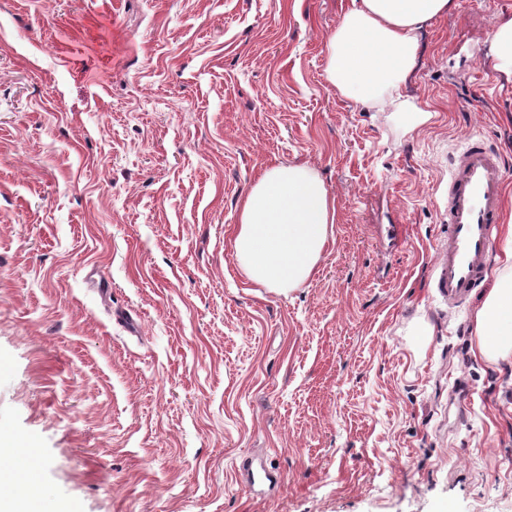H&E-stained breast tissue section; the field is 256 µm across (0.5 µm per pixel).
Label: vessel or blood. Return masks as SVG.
I'll use <instances>...</instances> for the list:
<instances>
[{
  "label": "vessel or blood",
  "instance_id": "vessel-or-blood-1",
  "mask_svg": "<svg viewBox=\"0 0 512 512\" xmlns=\"http://www.w3.org/2000/svg\"><path fill=\"white\" fill-rule=\"evenodd\" d=\"M504 163L489 143H468L448 179V244L435 259V286L449 305L484 281L503 208Z\"/></svg>",
  "mask_w": 512,
  "mask_h": 512
}]
</instances>
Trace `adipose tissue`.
Returning a JSON list of instances; mask_svg holds the SVG:
<instances>
[{"label": "adipose tissue", "instance_id": "adipose-tissue-1", "mask_svg": "<svg viewBox=\"0 0 512 512\" xmlns=\"http://www.w3.org/2000/svg\"><path fill=\"white\" fill-rule=\"evenodd\" d=\"M450 0H350L336 28L324 41L325 74L337 93L357 104L395 105L405 132L433 117L401 97L400 89L418 50L417 30L448 9ZM336 201L306 164L268 167L244 194L233 250L246 279L284 293L314 273L333 234ZM503 271L475 312V352L496 363L512 358V225L506 229ZM8 443L1 456L0 489L10 500L0 512H42L33 457L17 459Z\"/></svg>", "mask_w": 512, "mask_h": 512}]
</instances>
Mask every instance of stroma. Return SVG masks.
Listing matches in <instances>:
<instances>
[{
	"label": "stroma",
	"instance_id": "35a3bbf8",
	"mask_svg": "<svg viewBox=\"0 0 512 512\" xmlns=\"http://www.w3.org/2000/svg\"><path fill=\"white\" fill-rule=\"evenodd\" d=\"M347 3L0 0V438L45 512H512V361L434 283L470 138L512 213V0L423 25L411 134L325 78ZM277 163L337 208L285 294L232 245ZM493 45L500 67L512 72V18L503 20L496 26Z\"/></svg>",
	"mask_w": 512,
	"mask_h": 512
}]
</instances>
